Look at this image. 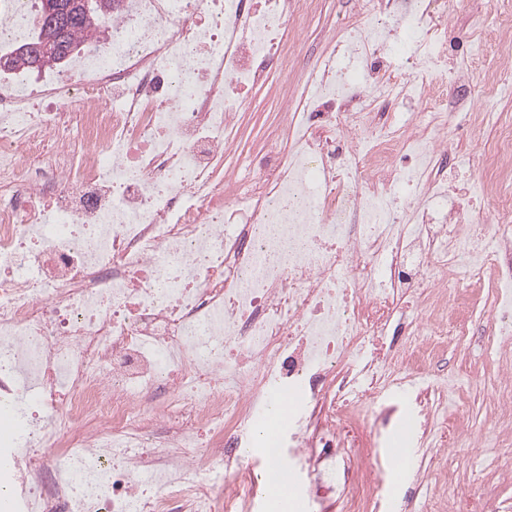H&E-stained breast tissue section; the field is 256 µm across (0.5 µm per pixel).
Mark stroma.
<instances>
[{
    "instance_id": "1",
    "label": "stroma",
    "mask_w": 512,
    "mask_h": 512,
    "mask_svg": "<svg viewBox=\"0 0 512 512\" xmlns=\"http://www.w3.org/2000/svg\"><path fill=\"white\" fill-rule=\"evenodd\" d=\"M297 2L288 23L293 77L272 71L238 116L232 157L239 167L234 182L240 202L249 198L254 171L270 160L268 146L279 132L296 75L340 39L346 22L360 17L359 0ZM499 4L500 0H454L459 30L482 33L487 42H494ZM482 341L479 335L466 343L449 340L432 365L437 376L462 371L470 375V383L449 404L458 408L475 436L492 429L497 415L495 389L478 356ZM414 398V390L389 384L354 410L372 442L377 505L370 512H512V481L476 465L469 441L450 435L435 443L423 437L415 426ZM404 429L410 435L401 445L397 439Z\"/></svg>"
}]
</instances>
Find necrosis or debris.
<instances>
[{
	"instance_id": "obj_1",
	"label": "necrosis or debris",
	"mask_w": 512,
	"mask_h": 512,
	"mask_svg": "<svg viewBox=\"0 0 512 512\" xmlns=\"http://www.w3.org/2000/svg\"><path fill=\"white\" fill-rule=\"evenodd\" d=\"M291 0H119L108 40L39 83L0 74V438L12 512H245L244 448L279 400L319 503L376 488L346 408L417 387L424 434L456 428L429 365L493 299L483 360L512 410V17L497 50L451 61L448 0H364L306 70L249 202L225 198L227 134L270 69L288 72ZM35 0H0V50ZM454 109H447V101ZM414 103L417 111L402 110ZM497 126L479 154L444 135ZM474 178L449 192L448 162ZM469 290H457L459 280Z\"/></svg>"
}]
</instances>
